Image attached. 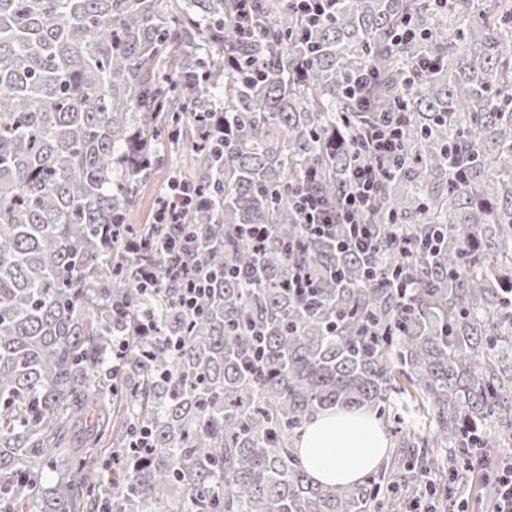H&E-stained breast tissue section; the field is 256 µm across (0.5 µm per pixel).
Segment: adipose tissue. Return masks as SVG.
I'll use <instances>...</instances> for the list:
<instances>
[{
	"label": "adipose tissue",
	"instance_id": "1",
	"mask_svg": "<svg viewBox=\"0 0 512 512\" xmlns=\"http://www.w3.org/2000/svg\"><path fill=\"white\" fill-rule=\"evenodd\" d=\"M386 448L378 423L362 412L317 415L298 441L308 475L324 483H350L378 467Z\"/></svg>",
	"mask_w": 512,
	"mask_h": 512
}]
</instances>
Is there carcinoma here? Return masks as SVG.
Wrapping results in <instances>:
<instances>
[{
  "mask_svg": "<svg viewBox=\"0 0 512 512\" xmlns=\"http://www.w3.org/2000/svg\"><path fill=\"white\" fill-rule=\"evenodd\" d=\"M303 27L288 0L245 22L235 0H0V512H396L423 469L461 495L471 449L512 430V0H336ZM368 68L358 104L347 80ZM400 104L392 173L358 216L381 242L371 275L307 234L294 193L338 205L353 141ZM166 138L206 200L198 265L239 272L192 315L163 249L125 250L161 238L130 220ZM299 266L311 301L285 288ZM409 386L453 456L408 431L357 482L309 477L313 417L399 424ZM111 429L104 491L88 450Z\"/></svg>",
  "mask_w": 512,
  "mask_h": 512,
  "instance_id": "1",
  "label": "carcinoma"
}]
</instances>
